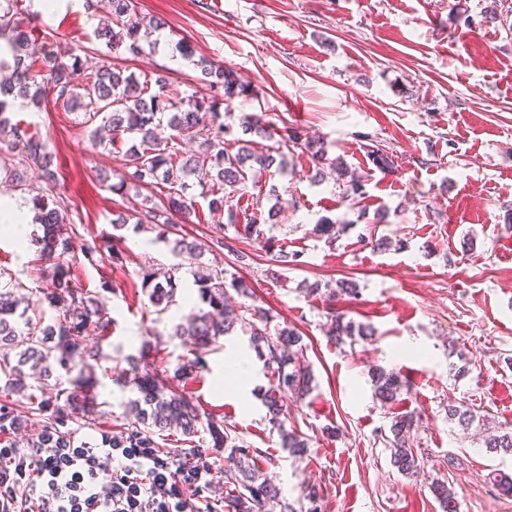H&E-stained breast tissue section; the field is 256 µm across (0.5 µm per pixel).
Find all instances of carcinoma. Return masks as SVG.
I'll return each instance as SVG.
<instances>
[{
    "instance_id": "carcinoma-1",
    "label": "carcinoma",
    "mask_w": 512,
    "mask_h": 512,
    "mask_svg": "<svg viewBox=\"0 0 512 512\" xmlns=\"http://www.w3.org/2000/svg\"><path fill=\"white\" fill-rule=\"evenodd\" d=\"M104 6L106 19L97 30V37L111 46L124 49V53L137 57L143 51L141 31L144 18L137 13L134 0H85V9L95 11ZM512 14L508 0H491L484 11L488 23H505V16ZM38 18L27 12L19 0H0V39L7 38V51L11 61L0 58V72L8 71V77L0 79V143H25L24 169L13 170L11 181L20 190H34L28 172L39 175L46 182L56 180L57 171L52 169L53 156L46 145L19 125L10 124L7 112L20 98L34 109L40 110L49 99L54 104L73 112H82L87 121L99 122L92 132L101 145H110L112 150H123L125 168L129 179L138 186L164 185L168 193L161 204L143 206L134 213L118 215L112 220L113 228L122 229L129 220L136 224H148L157 232V238L171 242L173 253L187 254L198 258L203 247L195 240L180 234L179 220L194 212V200L187 197L188 181L200 187V195L207 198L212 214L226 216L228 224H242L246 238L263 236L261 226L274 224L281 211V194L276 185H271L269 195L275 202L267 216H240L230 195L244 190L248 182L263 176L274 178L288 168V155L295 150L307 154L314 178L322 181L326 169L336 173V182L342 186V195L353 201L365 198L364 179L349 173L341 158H328L327 149L320 141L304 139L301 132L288 125H260L249 114L239 118L242 134H253L268 141L258 148L254 141L238 138L239 147L232 152L226 147V136L232 133L229 123L232 114L220 111L218 101H230L249 92L233 74L220 65L200 59L202 81L209 86L212 96L180 97L162 75L154 79V86L140 83L134 73L108 63L87 74L86 82L76 84L72 74L79 64L78 58L67 59L65 54H45L35 57L30 32L24 23ZM119 31H114V27ZM167 125L174 134L162 141L156 130ZM199 141V151L187 155L179 148V141ZM376 168L385 173L396 170L391 156L381 149L369 151ZM36 219L42 228L39 239L41 259L48 262L46 286L41 288V297L35 304L21 306L14 291H0V380L3 390L22 393L27 385L21 382V367L29 364L39 370L43 380L39 390H57L63 403L56 405L40 431L30 438V446L61 448L77 436L68 423L88 417L95 412L94 362L98 354L83 345L87 324H96L99 332H106L112 325L108 309L100 298L99 291L83 289L73 278L65 255L70 252V238L64 236L66 225L61 201L47 203L44 196L32 197ZM347 226L324 218L314 226V234L330 243L345 233ZM84 255L89 261L94 257H109L115 266L126 263L125 253L111 240L94 238L85 245ZM301 255L289 253L282 248L272 254L271 261L278 267L295 266ZM179 265L161 274L156 270L142 269V290L151 304L164 312L175 302L178 289L176 274ZM201 302L198 309L186 321L172 328L171 335L183 338L197 353H203L218 343L223 336L234 333L237 327L249 329L251 346L264 358L265 370L270 372L269 386L263 393V403L269 421L280 430L282 446L294 458L302 459L309 448L308 438L294 430L284 429L288 410L283 393L298 398L307 396L313 389L314 373L306 362L304 351L307 345L293 326L280 325L272 309L258 304L250 281L230 275L219 267L200 265L195 272ZM312 296H326L331 304L330 340L338 346L354 342L357 337L371 336L370 326L346 319V314L332 304L347 296H359L357 284L341 280L336 287L320 281L305 284ZM240 299L238 308L227 304L231 294ZM56 312L53 323L46 325L41 334L28 330L32 324L31 314L43 312V306ZM133 372V384L137 397L131 403L135 426L112 433L115 447L127 445H155L154 436L175 428L182 435L192 438L199 433V426L206 425L213 447L229 449L224 465V512H270L279 502L280 489L258 466L259 450L236 442L230 430L223 429L214 420L204 421L205 413L190 397L176 389L165 387L155 374L142 367L141 359L129 360ZM73 375L70 390L59 388L60 382L49 383L55 369ZM374 397L381 406H392L401 401L407 385L396 371L381 368L371 373ZM448 420L457 422L462 430L477 426L488 432L483 439V448L490 454H512V431L492 429V417L476 413L466 401L448 404ZM421 417L414 412L392 416L389 433L381 436L382 444L390 451V462L407 478H417L424 472L425 462L421 452L415 448L413 432L419 427ZM24 417L0 406V432L17 435L25 430ZM430 489L439 501L443 512H458L454 492L444 480L431 482ZM285 512H322L319 490L305 487L299 507L288 504Z\"/></svg>"
}]
</instances>
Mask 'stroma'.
<instances>
[{
  "label": "stroma",
  "instance_id": "obj_1",
  "mask_svg": "<svg viewBox=\"0 0 512 512\" xmlns=\"http://www.w3.org/2000/svg\"><path fill=\"white\" fill-rule=\"evenodd\" d=\"M490 0H136L141 15L162 19L136 59L107 47L95 35L99 18L84 0H59L32 31L36 54L71 49L84 67L112 63L138 80L166 73L174 88L204 94L197 59L231 71L250 87L229 104L234 116L251 114L265 123H288L306 137L322 139L329 156L343 157L366 176L362 204L342 200L334 175L319 184L309 178L307 154L288 158V174L275 177L284 201L277 223L266 225L302 262L282 269L278 281L267 271L270 256L232 225L209 216L199 187L194 214L182 232L205 246L203 263L250 280L264 306L279 321L295 326L308 346L306 358L316 387L305 400L285 396L288 423L310 436L303 460L290 457L272 429L259 392L267 388L263 361L243 331L222 337L204 353L198 377L179 378L192 357L190 345L170 337L173 323L201 307L193 282L194 260L178 259L154 233L125 229L118 246L125 266L110 260L88 262L86 241L111 232L118 215L159 190L126 184L113 190L125 171L121 155L96 145L84 115L47 105L22 108L12 122L44 139L54 154L68 223L75 227L66 259L77 283L94 289L113 284L104 301L112 317L108 338L97 329L84 337L99 349L95 366L97 411L77 421L79 436L97 440L100 431H118L133 420L132 382L118 380L128 356L143 362L163 382L183 391L234 436L260 449L259 467L297 499L316 485L325 512H441L429 490L430 478L447 480L459 512H512V493L493 486L492 474L512 477L511 455H490L448 419V405L465 400L496 423L512 428V30L484 20ZM470 26H455L454 11ZM191 43L194 60L179 53ZM73 80L83 83L85 74ZM392 154L396 173L384 174L367 147ZM111 176V185L99 181ZM386 211L384 223L358 219L359 210ZM354 221L339 240L328 243L313 228L320 219ZM15 241L0 233V284H18V296L36 302L45 263L35 238ZM382 236L385 251L360 243ZM246 262H238L237 252ZM180 264L174 305L156 313L141 289L142 267ZM356 281L357 299L340 303L349 319L374 328L371 339L337 346L327 336L323 298L306 295L302 282ZM456 352H449V341ZM244 357L251 374H225L230 361ZM469 372L455 377V366ZM399 371L407 392L393 409L373 397L370 372ZM421 415L415 442L425 461L424 479L413 481L390 463L380 434L393 413ZM455 467H448V457Z\"/></svg>",
  "mask_w": 512,
  "mask_h": 512
}]
</instances>
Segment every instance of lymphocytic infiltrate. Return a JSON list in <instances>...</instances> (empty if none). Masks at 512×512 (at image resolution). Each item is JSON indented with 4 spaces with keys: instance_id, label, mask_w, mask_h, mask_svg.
<instances>
[{
    "instance_id": "obj_1",
    "label": "lymphocytic infiltrate",
    "mask_w": 512,
    "mask_h": 512,
    "mask_svg": "<svg viewBox=\"0 0 512 512\" xmlns=\"http://www.w3.org/2000/svg\"><path fill=\"white\" fill-rule=\"evenodd\" d=\"M214 473L200 450L116 448L106 431L66 448L0 445V512H214Z\"/></svg>"
}]
</instances>
